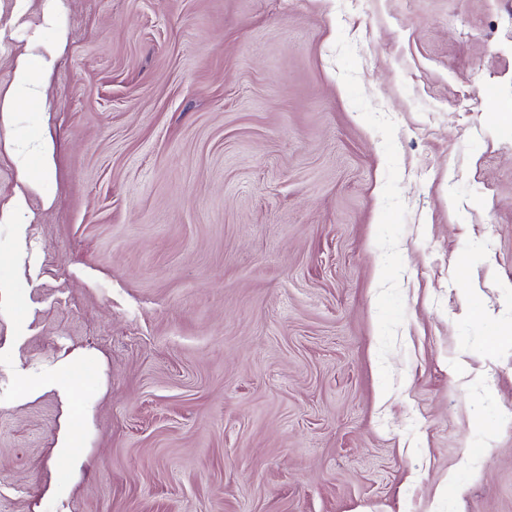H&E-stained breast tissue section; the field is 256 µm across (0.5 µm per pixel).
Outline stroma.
I'll return each mask as SVG.
<instances>
[{"label": "stroma", "mask_w": 512, "mask_h": 512, "mask_svg": "<svg viewBox=\"0 0 512 512\" xmlns=\"http://www.w3.org/2000/svg\"><path fill=\"white\" fill-rule=\"evenodd\" d=\"M66 5L17 125L55 174L0 223V512H512V0ZM87 367L80 358L70 356L59 366L57 377L64 384V395L70 405L67 426L58 439L56 451L60 460L69 461L75 457L77 448H81L83 432L82 422L85 407L81 401V390L87 379Z\"/></svg>", "instance_id": "35a3bbf8"}]
</instances>
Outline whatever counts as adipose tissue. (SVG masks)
<instances>
[{
  "label": "adipose tissue",
  "mask_w": 512,
  "mask_h": 512,
  "mask_svg": "<svg viewBox=\"0 0 512 512\" xmlns=\"http://www.w3.org/2000/svg\"><path fill=\"white\" fill-rule=\"evenodd\" d=\"M66 10L64 0H43L44 25L54 30L53 39L31 42L14 61L13 79L5 91H0V150L12 155L18 170L20 186L13 199L0 206V223H19L28 194L42 191L55 172L54 150L50 143L40 142L27 149L16 135L18 113L22 107L39 104L46 99V89L67 32L59 19ZM57 377L64 384V395L70 405L67 426L57 442V455L68 461L82 445V422L85 407L81 389L87 379V367L82 359L66 358L59 366Z\"/></svg>",
  "instance_id": "ef3b65f1"
}]
</instances>
